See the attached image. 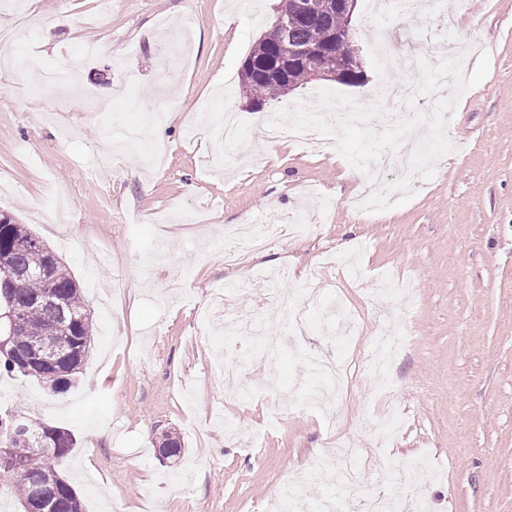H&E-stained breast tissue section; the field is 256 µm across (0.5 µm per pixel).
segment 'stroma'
Wrapping results in <instances>:
<instances>
[{"instance_id": "35a3bbf8", "label": "stroma", "mask_w": 512, "mask_h": 512, "mask_svg": "<svg viewBox=\"0 0 512 512\" xmlns=\"http://www.w3.org/2000/svg\"><path fill=\"white\" fill-rule=\"evenodd\" d=\"M231 2L112 0L99 18L98 0H33L31 36L19 52L73 66L78 94L61 108L22 70L0 69V180L11 186L0 193V212L26 224L66 266L89 302L92 331L67 393L2 374L0 407L74 434L61 472L84 512H256L289 495L299 473L308 479L294 491L318 504L331 496L317 474L329 441L355 435L363 443L359 494L334 512H361L388 471L420 457L434 468L418 485L394 487L405 505L512 512V0H460L449 33L426 12L369 18V0H357L364 83L318 81L263 106L274 115L325 88L369 100L383 83L418 78L386 66V54L435 64L453 44L474 65L488 53L486 77L449 119L453 149L435 161L433 179H413L410 201L364 220L353 210L372 186L359 172L345 178L339 153L257 141L251 157L231 153L223 170L210 166L211 130L225 111L239 114L244 134L253 131L256 112L239 73L277 7L253 0L228 24ZM187 18L194 25L185 47ZM154 112L167 124L164 162L145 166V137L109 159L107 145ZM54 196L67 202L64 220L44 209ZM271 208L309 216L318 230L226 266L216 246L225 225L258 223ZM189 211L203 225L184 223ZM347 241L364 288L345 269L323 287L324 257L343 254ZM283 268L290 275L277 283L282 292L320 290L307 333L288 337L273 387L257 384L266 368L259 340L238 337L250 390L224 394L212 379L224 334L209 322L211 294L247 280L250 304L262 310L269 296L261 282ZM116 276L125 281L117 296L108 287ZM386 276L401 289L371 306L369 291ZM339 299L361 326L335 348L325 326ZM391 328L412 342L392 365L389 399L369 405L363 368L373 338ZM312 350L337 351L351 367L332 425L320 411L279 402L316 391ZM382 423L390 443L372 447ZM168 432L180 435L183 451L165 460L158 446Z\"/></svg>"}]
</instances>
